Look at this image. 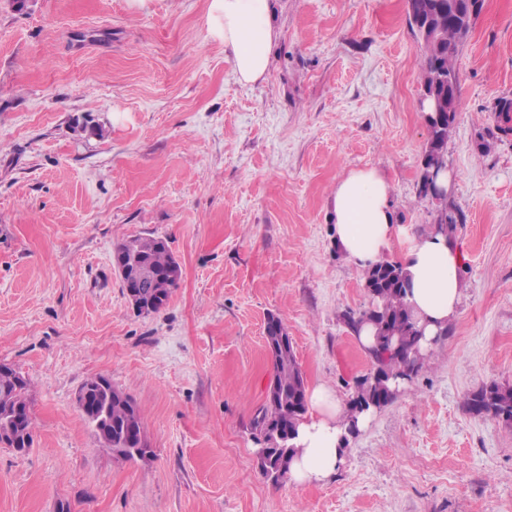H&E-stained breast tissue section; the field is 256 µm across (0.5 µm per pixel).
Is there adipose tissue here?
<instances>
[{"label": "adipose tissue", "instance_id": "1", "mask_svg": "<svg viewBox=\"0 0 512 512\" xmlns=\"http://www.w3.org/2000/svg\"><path fill=\"white\" fill-rule=\"evenodd\" d=\"M268 10L269 0H208V32L223 44L242 83L266 78L269 48L279 36ZM330 205L336 243L355 267L364 270L397 254L408 273L413 316L424 330L422 347L431 350L460 302L462 255L456 241L430 230L408 238V245L394 252L395 241L405 235L392 208L390 181L374 167L350 170L337 180ZM342 414L331 388L320 384L311 390L309 411L294 440L290 477L295 483L327 481L343 465Z\"/></svg>", "mask_w": 512, "mask_h": 512}]
</instances>
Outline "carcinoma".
<instances>
[{
    "label": "carcinoma",
    "mask_w": 512,
    "mask_h": 512,
    "mask_svg": "<svg viewBox=\"0 0 512 512\" xmlns=\"http://www.w3.org/2000/svg\"><path fill=\"white\" fill-rule=\"evenodd\" d=\"M481 9L482 0H406L408 24L420 37L423 49L421 91L428 94L426 108L422 109L428 138L422 155L418 194L439 202L433 228L450 234L461 220V214L448 202L447 192L437 187L436 178L439 172L448 169V138L456 121V113L448 111V100L458 99L457 58ZM492 112L496 120L503 121L497 129L504 135L511 132L509 122L512 119L508 113H512V97L498 98ZM113 258H123L138 268L141 291L150 301L145 314L160 312L179 284V280L170 279L163 291L156 288L157 278L176 264L167 243L159 238L136 235L118 244ZM408 288V274L403 265L384 259L364 271V289L370 297V307L343 314V323L352 333L366 323L375 329V344L368 351L371 369L355 381L348 402L346 421L350 436L358 433L357 415L380 410V401L391 395L392 384L422 368L423 333L409 310ZM266 347L274 375L258 408L256 423L261 428L253 439L263 448V455L257 459L259 472L271 483L280 484L285 481L294 452L288 433H297V425L307 411V392L286 327L276 315L267 325ZM82 388L100 395V400L108 404L104 427L109 435H99L103 447L124 459H145L146 447L135 453L123 450L129 428L142 430V409L110 381L102 390L95 377L86 381ZM28 391L29 381L23 375L6 364L0 368V402L18 406L26 416L24 435L11 440L10 448L33 444ZM465 406L477 416L495 418L501 413L512 416V387L496 383L483 386L467 397Z\"/></svg>",
    "instance_id": "cac0c4a2"
}]
</instances>
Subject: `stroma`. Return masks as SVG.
<instances>
[{
    "mask_svg": "<svg viewBox=\"0 0 512 512\" xmlns=\"http://www.w3.org/2000/svg\"><path fill=\"white\" fill-rule=\"evenodd\" d=\"M265 81H237L206 0H0V363L30 382L34 443L0 446V512H512V425L468 393L512 386V0H483L457 60L448 199L464 255L456 317L324 484L274 485L253 419L281 317L307 386L349 401L369 367L342 321L368 307L329 200L381 169L406 234L427 128L406 0H270ZM491 142L480 152V139ZM182 268L159 313L113 268L133 235ZM104 376L144 413L152 455L102 447L76 396Z\"/></svg>",
    "mask_w": 512,
    "mask_h": 512,
    "instance_id": "stroma-1",
    "label": "stroma"
}]
</instances>
